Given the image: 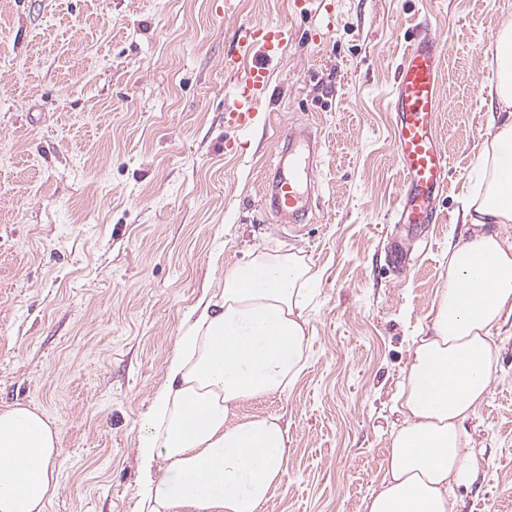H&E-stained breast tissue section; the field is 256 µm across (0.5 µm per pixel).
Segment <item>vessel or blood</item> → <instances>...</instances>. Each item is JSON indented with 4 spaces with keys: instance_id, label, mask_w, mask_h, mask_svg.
Returning a JSON list of instances; mask_svg holds the SVG:
<instances>
[{
    "instance_id": "obj_1",
    "label": "vessel or blood",
    "mask_w": 512,
    "mask_h": 512,
    "mask_svg": "<svg viewBox=\"0 0 512 512\" xmlns=\"http://www.w3.org/2000/svg\"><path fill=\"white\" fill-rule=\"evenodd\" d=\"M288 40L285 28L261 22L239 27V50L227 55L225 68L235 72L232 92L224 103V126L248 130L256 106L270 90L268 64ZM441 40L425 30L409 33L391 91L394 114L392 148L401 174L394 218L400 224H431L436 199L448 186L449 157L435 131L440 97ZM320 140L306 130L288 135V172L272 186L271 202L294 216L309 209L307 190L317 183Z\"/></svg>"
}]
</instances>
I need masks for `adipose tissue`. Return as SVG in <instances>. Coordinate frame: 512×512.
Wrapping results in <instances>:
<instances>
[{
	"instance_id": "adipose-tissue-1",
	"label": "adipose tissue",
	"mask_w": 512,
	"mask_h": 512,
	"mask_svg": "<svg viewBox=\"0 0 512 512\" xmlns=\"http://www.w3.org/2000/svg\"><path fill=\"white\" fill-rule=\"evenodd\" d=\"M503 118L479 154L464 231L448 244V280L431 323L409 349L387 439L383 478L363 512H456L455 487L475 479L465 422L491 391L494 331L512 315V20L495 37ZM294 252H258L224 274L219 299L198 305L169 360L167 384L144 420L138 448L141 512H263L288 467L287 434L273 416L235 420L239 405L293 386L306 364L310 287ZM59 436L36 412H0V512H44L58 490ZM164 461L165 473L153 468Z\"/></svg>"
}]
</instances>
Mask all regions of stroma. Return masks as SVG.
<instances>
[{"mask_svg":"<svg viewBox=\"0 0 512 512\" xmlns=\"http://www.w3.org/2000/svg\"><path fill=\"white\" fill-rule=\"evenodd\" d=\"M331 18L324 26L323 18ZM512 0H0V411L59 432L45 512H138L140 429L201 298L249 253L300 252L317 273L308 363L276 416L288 469L265 512H363L385 471L413 336L448 275V243L495 113L487 47ZM292 35L253 129L224 150V55L249 21ZM446 41L439 218L392 223L400 172L388 97L405 35ZM323 141L318 200L263 204L289 132ZM413 263L399 271L390 245ZM486 403L466 423L478 473L457 512H512V318Z\"/></svg>","mask_w":512,"mask_h":512,"instance_id":"obj_1","label":"stroma"}]
</instances>
